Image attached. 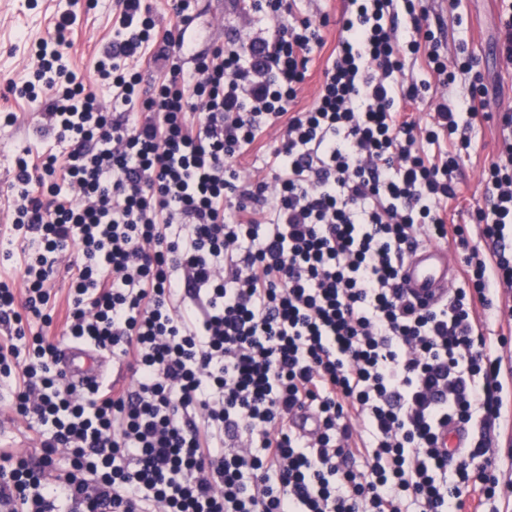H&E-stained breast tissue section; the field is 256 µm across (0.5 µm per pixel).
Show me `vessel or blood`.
Instances as JSON below:
<instances>
[{
  "label": "vessel or blood",
  "instance_id": "b4317fda",
  "mask_svg": "<svg viewBox=\"0 0 512 512\" xmlns=\"http://www.w3.org/2000/svg\"><path fill=\"white\" fill-rule=\"evenodd\" d=\"M402 275L410 296L418 303L429 305L446 296L453 268L443 248L420 245L407 255ZM60 365L78 383L98 380L103 374L97 354L77 343L69 342L61 347Z\"/></svg>",
  "mask_w": 512,
  "mask_h": 512
}]
</instances>
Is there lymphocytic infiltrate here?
Segmentation results:
<instances>
[{
    "label": "lymphocytic infiltrate",
    "instance_id": "lymphocytic-infiltrate-1",
    "mask_svg": "<svg viewBox=\"0 0 512 512\" xmlns=\"http://www.w3.org/2000/svg\"><path fill=\"white\" fill-rule=\"evenodd\" d=\"M253 9L273 39L198 52L158 34L144 0H118L95 69L107 107L69 64L70 11L13 89L42 101L40 136L68 146L24 149L11 184L25 297L0 281V375L21 373L13 408L43 427L38 456L0 460V499L21 512H460L471 496L485 512L497 494L490 433L512 410V364L481 315L512 288V112L470 215L487 254L447 221L458 156L440 145L460 114L480 117L483 88L435 104L425 130L402 114L428 90L409 59L445 86L473 70L442 54L422 0H345L305 109L320 24L296 0ZM147 56L166 75L148 87L127 65ZM274 126L270 179L243 178L239 157ZM424 240L451 244L463 272L432 306L401 276ZM67 254L65 333L130 360L122 391L77 385L43 332ZM475 424L445 447L447 426Z\"/></svg>",
    "mask_w": 512,
    "mask_h": 512
}]
</instances>
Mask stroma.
I'll return each instance as SVG.
<instances>
[{
    "mask_svg": "<svg viewBox=\"0 0 512 512\" xmlns=\"http://www.w3.org/2000/svg\"><path fill=\"white\" fill-rule=\"evenodd\" d=\"M343 0H298L300 16L318 21L328 18L322 30L324 45L310 56L308 78L298 99L299 107H309L320 85L326 60L336 46L339 34L337 19ZM432 24L441 26L449 56L466 50L478 63V70L487 88L486 110L494 113L512 109V62L500 55L497 47L501 0H426ZM117 0H98L94 8L70 6L69 0H0V110L13 112L16 121L0 125V254L12 251L10 260L0 257V280L21 288L19 264L23 258L22 243L15 238L10 224V182L15 156L24 148H38L40 140L33 133L39 116L30 103L9 92L8 83L23 84L32 77L35 61L32 47L42 38L53 34L63 12L72 10L76 19L66 36L71 43L70 62L86 80L88 90L94 91L102 103H109L107 90L98 87L94 70L99 48L112 35V15ZM249 0H198L197 22L202 47L221 44L235 36L271 38L270 24H255ZM471 139L468 154L459 160L458 198L448 206V215L458 223H468L473 244H482L481 227L469 224L471 212L484 206V186L481 175L495 157L500 130L496 121L478 120L467 131ZM282 136L274 127L261 133L241 160L243 176L254 179L268 176L272 152ZM69 257L58 258L57 272L48 289L55 307L53 323L48 333L57 344H65L62 324L68 306L70 275L66 270ZM17 379H0V456L35 455L39 452V424L19 416L12 407Z\"/></svg>",
    "mask_w": 512,
    "mask_h": 512,
    "instance_id": "35a3bbf8",
    "label": "stroma"
}]
</instances>
